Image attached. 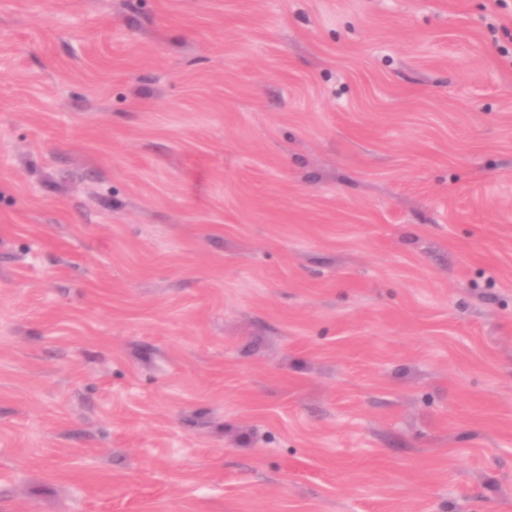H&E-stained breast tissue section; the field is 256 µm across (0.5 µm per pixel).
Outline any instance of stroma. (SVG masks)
<instances>
[{"instance_id":"1","label":"stroma","mask_w":512,"mask_h":512,"mask_svg":"<svg viewBox=\"0 0 512 512\" xmlns=\"http://www.w3.org/2000/svg\"><path fill=\"white\" fill-rule=\"evenodd\" d=\"M0 512H512V0H0Z\"/></svg>"}]
</instances>
